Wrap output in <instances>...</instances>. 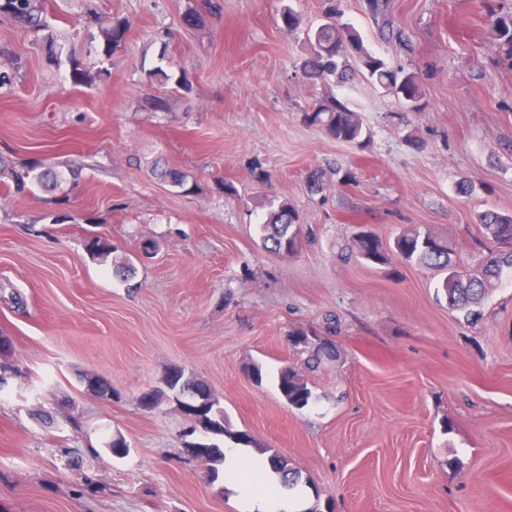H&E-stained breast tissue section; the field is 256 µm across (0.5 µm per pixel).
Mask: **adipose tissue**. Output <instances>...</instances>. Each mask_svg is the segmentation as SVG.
Here are the masks:
<instances>
[{
    "instance_id": "1",
    "label": "adipose tissue",
    "mask_w": 512,
    "mask_h": 512,
    "mask_svg": "<svg viewBox=\"0 0 512 512\" xmlns=\"http://www.w3.org/2000/svg\"><path fill=\"white\" fill-rule=\"evenodd\" d=\"M224 481L240 493L247 512H294L297 493L282 485L266 458L252 455L247 449L225 447Z\"/></svg>"
}]
</instances>
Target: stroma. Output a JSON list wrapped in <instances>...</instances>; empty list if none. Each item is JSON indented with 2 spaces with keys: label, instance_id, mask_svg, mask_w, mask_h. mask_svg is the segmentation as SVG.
Segmentation results:
<instances>
[{
  "label": "stroma",
  "instance_id": "35a3bbf8",
  "mask_svg": "<svg viewBox=\"0 0 512 512\" xmlns=\"http://www.w3.org/2000/svg\"><path fill=\"white\" fill-rule=\"evenodd\" d=\"M385 2L408 45L377 38L365 0H343L345 19L369 51L421 71L419 112L363 77L313 87L296 75L321 0H294L295 31L278 19L283 0H224L200 30L182 25L185 0H51L66 34L89 11L132 22L110 79L92 87L0 16V49L23 63L0 88V155L81 172L70 197L35 185L0 210V333L22 371L0 389V512H245L186 454L174 402L138 405L172 367L209 385L232 431L299 472L301 512H512V285L471 323L438 294V271L351 254L360 231L389 244L428 226L476 262L478 214H512V157L496 148L512 140V61L486 51L482 0ZM163 30L194 91L157 112L142 66ZM321 96L360 112L371 142L305 123ZM317 167L327 180L314 193ZM341 167L354 182L340 183ZM163 168L195 191L160 180ZM283 200L311 227L292 256L265 252L257 231ZM55 212L72 219L50 223ZM90 230L111 257L90 258ZM117 256L133 258L132 275H113ZM296 332L332 342V356L309 363ZM287 365L312 392L305 408L277 389ZM95 377L111 399L90 389ZM118 436L122 456L108 446Z\"/></svg>",
  "mask_w": 512,
  "mask_h": 512
}]
</instances>
